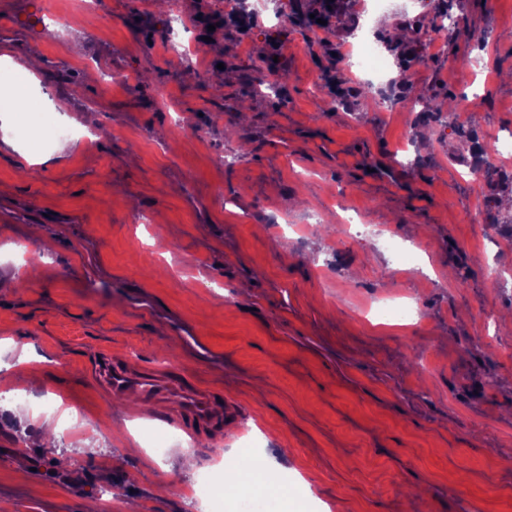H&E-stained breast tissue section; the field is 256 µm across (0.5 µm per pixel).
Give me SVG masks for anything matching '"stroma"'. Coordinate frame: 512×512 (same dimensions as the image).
<instances>
[{"label": "stroma", "instance_id": "stroma-1", "mask_svg": "<svg viewBox=\"0 0 512 512\" xmlns=\"http://www.w3.org/2000/svg\"><path fill=\"white\" fill-rule=\"evenodd\" d=\"M265 2L288 13L273 40L177 0L185 66L168 0H0V45L39 61L27 101L102 129L43 147L0 111V279L20 283L0 293V390L23 395L0 404V512H86L102 488L120 510L214 512L183 489L239 456L296 488L298 512H512V233L476 218L503 213L512 167L477 184L466 167L474 144L512 134V0H460L430 44L387 30L432 27L434 0L409 20L371 14L366 37L413 86L389 112L341 63L355 0L318 32L320 0ZM43 8L68 27L45 32ZM480 56L488 68L462 74ZM272 59L278 95L251 80ZM110 73L137 80L106 95ZM429 101L440 119L407 123ZM461 106L476 141L454 132ZM348 205L371 231L339 245ZM384 303L412 315L374 318ZM104 353L223 388L238 416L219 440L127 418L90 376ZM170 7L166 16V28L170 38V49L172 57L177 60V63L183 61L186 49L182 43L175 40L174 37L178 35L179 29L182 25L183 17L175 7V2H169Z\"/></svg>", "mask_w": 512, "mask_h": 512}]
</instances>
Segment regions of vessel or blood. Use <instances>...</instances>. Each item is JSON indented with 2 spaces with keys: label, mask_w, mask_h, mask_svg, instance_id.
I'll use <instances>...</instances> for the list:
<instances>
[{
  "label": "vessel or blood",
  "mask_w": 512,
  "mask_h": 512,
  "mask_svg": "<svg viewBox=\"0 0 512 512\" xmlns=\"http://www.w3.org/2000/svg\"><path fill=\"white\" fill-rule=\"evenodd\" d=\"M93 375L110 402L137 393L135 416L174 426L191 437L222 438L226 423L237 415L223 390L198 387L173 369H134L103 357L95 363Z\"/></svg>",
  "instance_id": "1"
}]
</instances>
